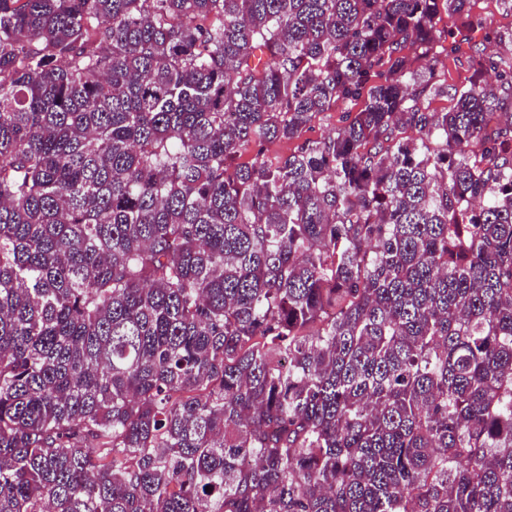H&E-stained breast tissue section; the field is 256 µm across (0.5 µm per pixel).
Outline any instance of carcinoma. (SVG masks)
<instances>
[{"label": "carcinoma", "mask_w": 512, "mask_h": 512, "mask_svg": "<svg viewBox=\"0 0 512 512\" xmlns=\"http://www.w3.org/2000/svg\"><path fill=\"white\" fill-rule=\"evenodd\" d=\"M470 7L0 0V512H512V64L413 67ZM435 68L437 79L448 84L449 93H453L452 88L465 83L469 77L463 61L456 58L455 54H450L449 56L445 54L440 55ZM346 110L347 106L340 104L336 106L335 110L320 114L313 119L308 127L304 129L298 140L288 143H275L269 146L268 151L266 152L267 158L273 162L281 160L293 151L297 143L306 139H319L327 135L329 132L341 127L343 125L344 112Z\"/></svg>", "instance_id": "1"}]
</instances>
